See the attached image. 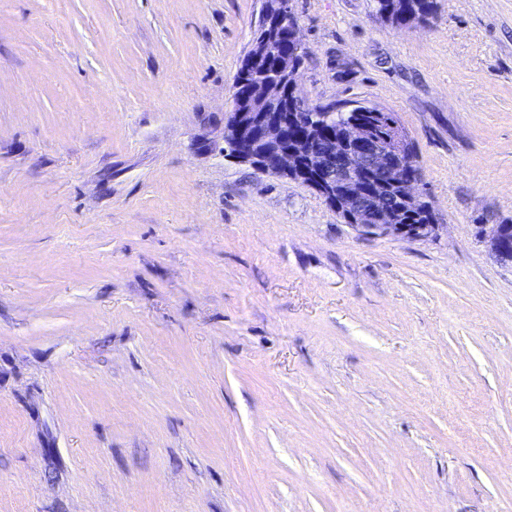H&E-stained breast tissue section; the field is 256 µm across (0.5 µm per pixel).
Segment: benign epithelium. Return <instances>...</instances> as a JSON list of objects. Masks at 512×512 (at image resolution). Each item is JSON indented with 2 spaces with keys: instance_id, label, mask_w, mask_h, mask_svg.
<instances>
[{
  "instance_id": "obj_1",
  "label": "benign epithelium",
  "mask_w": 512,
  "mask_h": 512,
  "mask_svg": "<svg viewBox=\"0 0 512 512\" xmlns=\"http://www.w3.org/2000/svg\"><path fill=\"white\" fill-rule=\"evenodd\" d=\"M260 25L266 35L252 41L248 68L259 70L269 41H278L279 73L267 92L275 100L283 86L290 91L296 86V57L302 51L289 0H264ZM224 145L241 163L312 187L363 235L424 240L437 231L430 219L420 224L405 219L406 209L426 208L415 194L422 178L408 167L410 137L398 125L380 138L360 112H299L290 98L286 110L231 112ZM483 233L497 258L512 261L511 224H485Z\"/></svg>"
}]
</instances>
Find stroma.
<instances>
[{"instance_id":"stroma-1","label":"stroma","mask_w":512,"mask_h":512,"mask_svg":"<svg viewBox=\"0 0 512 512\" xmlns=\"http://www.w3.org/2000/svg\"><path fill=\"white\" fill-rule=\"evenodd\" d=\"M290 0L435 236L228 156L263 0H0V512H512V0ZM483 233L498 259L512 261V225L483 224Z\"/></svg>"}]
</instances>
